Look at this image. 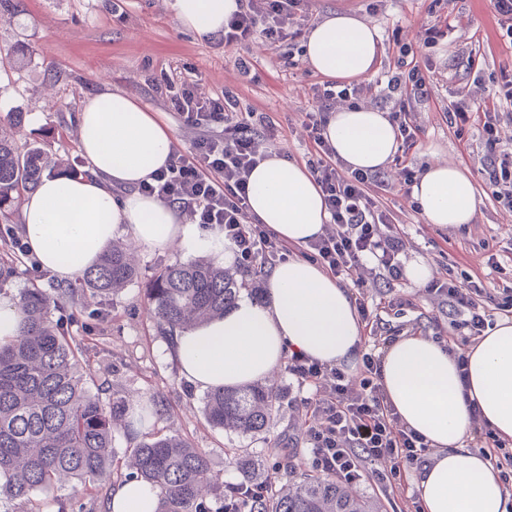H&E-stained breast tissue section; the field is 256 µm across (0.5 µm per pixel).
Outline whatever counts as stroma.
Returning <instances> with one entry per match:
<instances>
[{
	"label": "stroma",
	"mask_w": 512,
	"mask_h": 512,
	"mask_svg": "<svg viewBox=\"0 0 512 512\" xmlns=\"http://www.w3.org/2000/svg\"><path fill=\"white\" fill-rule=\"evenodd\" d=\"M312 23L347 12L374 26L380 36L378 67H387L396 50L392 36L415 52H423L421 37L429 22L426 0H381L368 9L365 0H310ZM457 28L448 41L430 50L436 65L432 98L417 108L422 134L407 158L425 168L449 164L467 170L475 186V223L442 229L426 223L395 164L383 169L387 183L381 202L392 211L403 233L407 260H423L434 277L457 280L484 275L489 288L512 286V212L506 211L485 188L470 157L445 119V110L461 90L474 83L491 85L504 64H512V45L501 39L490 0H456ZM249 52L258 78L243 82L235 65L236 49L225 48L184 30L171 13L168 0H24L19 10L0 13V135L17 142L46 144L56 159L55 172H75L82 166L75 121L80 103L102 90H119L164 124L176 146L188 147L193 135L166 112L162 76L195 79L203 92L237 89L243 106L265 112L281 126L269 152L305 165L309 142L300 125L311 84L320 81L306 61L288 66L265 42H253ZM21 113L20 130L9 118ZM504 260L503 271H489V254ZM177 245L140 252L137 277L107 302L109 315L99 318L95 298L84 301L85 315L71 334L85 349V360L104 383L103 399L159 395L165 410L150 431L177 433L204 449L218 482L243 480L230 458L232 448H248L260 475L276 474L279 482L309 469V454L300 412L281 404L266 438L256 440L227 433L208 424L205 394L180 374L172 342L150 318L145 284L161 266L181 258ZM392 294L410 299L411 307L390 316L391 327L404 334L448 336L452 317L448 307L429 300L425 288L402 280L395 288L366 280L364 297L375 302ZM419 469H410L404 489L382 493L372 477L350 484L348 490L374 500L380 512H417Z\"/></svg>",
	"instance_id": "1"
}]
</instances>
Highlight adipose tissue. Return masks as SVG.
<instances>
[{"mask_svg":"<svg viewBox=\"0 0 512 512\" xmlns=\"http://www.w3.org/2000/svg\"><path fill=\"white\" fill-rule=\"evenodd\" d=\"M188 31L220 30L236 0H170ZM375 27L335 14L315 25L306 59L318 74L352 80L369 74L379 55ZM80 174L45 177L24 201L21 230L32 254L58 280L70 281L95 264L117 237L138 249L178 244L184 255L209 256L219 264L233 255L219 230L181 223L176 210L138 193V185L164 167L174 150L170 130L119 91L85 99L76 115ZM326 135L336 155L354 169L376 171L398 151L385 112L361 107L333 112ZM412 196L427 223L448 228L474 223L477 203L464 170L444 164L426 169ZM249 212L293 247L321 233L329 215L308 171L277 156L258 164L248 179ZM355 301L323 268L301 258L269 274L266 299L240 298L224 317L179 334L174 349L182 376L212 390L270 376L287 355L325 365L351 363L361 342ZM421 335L389 343L381 359V383L402 423L432 452L420 482L421 512H507V492L489 460L464 445L475 399L481 422L512 440V319L502 318L462 357ZM158 491L137 479L117 483L107 512H156Z\"/></svg>","mask_w":512,"mask_h":512,"instance_id":"1","label":"adipose tissue"}]
</instances>
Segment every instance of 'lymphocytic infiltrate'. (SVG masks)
Returning a JSON list of instances; mask_svg holds the SVG:
<instances>
[{
  "label": "lymphocytic infiltrate",
  "mask_w": 512,
  "mask_h": 512,
  "mask_svg": "<svg viewBox=\"0 0 512 512\" xmlns=\"http://www.w3.org/2000/svg\"><path fill=\"white\" fill-rule=\"evenodd\" d=\"M308 0H238L237 8L224 21L218 41L239 49L235 66L250 74L253 61L245 54L253 40L262 38L282 59L292 60L305 30ZM401 45L384 79L340 82L324 80L311 88V98L302 110L311 157L309 173L319 188L329 214L321 235L302 250L338 282L362 288L360 269L386 284L404 276V244L399 225L390 211L382 209L371 195L381 183L379 172L350 169L336 155L325 130L338 102L348 99L375 102L384 98L392 107L388 119L397 131L400 153L396 163L405 186L418 183L422 173L407 165L406 157L418 144L422 128L414 106L428 101L434 86L431 58L418 61ZM167 108L183 126L195 130L196 138L185 150L172 155L151 181L140 185L141 193L156 197L188 212L196 224L223 231L238 266L256 260L285 259L289 252L263 225L248 220L247 184L251 170L267 156V143L276 139L278 128L264 113L241 110L232 91L205 95L194 82L165 81ZM512 106V67L501 66L486 97L467 94L455 101L446 117L457 135L467 128L478 131L477 160L485 187L512 211V143L501 135V106ZM427 291L438 305L453 311L449 346L478 339L489 325L491 310L512 313V290L491 294L481 277L461 283L452 277L429 282ZM358 381H351L343 368L329 367L301 354L290 355L288 372L298 388H311L312 396L301 398L306 412V437L312 471L352 482L367 466H374L384 492L399 488L407 468L420 464L427 445L401 424L382 391L380 360L375 353L361 356Z\"/></svg>",
  "instance_id": "f902f5d3"
}]
</instances>
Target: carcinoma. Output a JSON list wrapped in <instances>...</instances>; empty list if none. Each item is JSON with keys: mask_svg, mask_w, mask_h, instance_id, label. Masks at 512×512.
<instances>
[{"mask_svg": "<svg viewBox=\"0 0 512 512\" xmlns=\"http://www.w3.org/2000/svg\"><path fill=\"white\" fill-rule=\"evenodd\" d=\"M43 149L21 150L0 137V215L33 192L49 166ZM136 277L125 245H109L82 273L80 285L106 299ZM73 288L48 292L36 284L19 294L20 328L0 344V489L8 512H39L37 496L53 501L56 512H83L79 496L95 489L109 497L118 478H136L158 489L157 512H224V497L212 508L216 482L206 452L179 435L152 433L117 457L114 431L131 426L129 402L104 401L97 374L81 366L84 349L70 335L77 314L66 312ZM239 294L233 275L197 260H176L146 284L145 296L160 331L169 336L224 314ZM59 316H54V312ZM279 401L272 385L217 389L205 397L207 422L218 429L255 438L268 430ZM129 469L119 472L120 464ZM70 491L62 493L64 487ZM252 512H378L375 502L351 496L331 477L306 474L256 503Z\"/></svg>", "mask_w": 512, "mask_h": 512, "instance_id": "1", "label": "carcinoma"}]
</instances>
